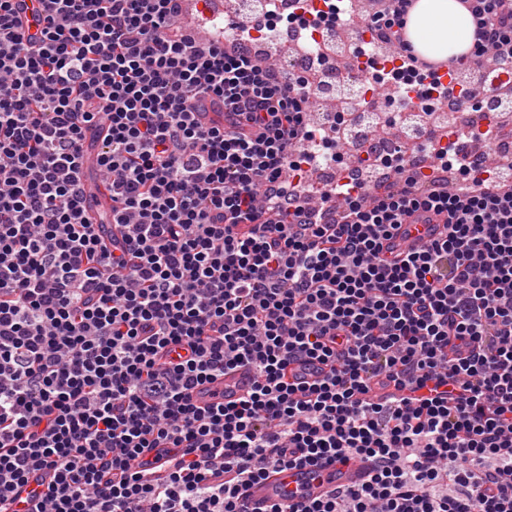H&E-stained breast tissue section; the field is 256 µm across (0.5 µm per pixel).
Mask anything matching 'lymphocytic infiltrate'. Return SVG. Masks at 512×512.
<instances>
[{
    "instance_id": "1",
    "label": "lymphocytic infiltrate",
    "mask_w": 512,
    "mask_h": 512,
    "mask_svg": "<svg viewBox=\"0 0 512 512\" xmlns=\"http://www.w3.org/2000/svg\"><path fill=\"white\" fill-rule=\"evenodd\" d=\"M0 0V512H241L268 469L373 459L357 489L269 512H512V182L455 143L371 196L309 201L326 151L314 60L262 63L181 25L177 0ZM471 70L512 61V0H462ZM376 0L397 67L378 89L448 94ZM224 104L202 122L201 103ZM112 192L86 215L83 158ZM445 231L388 259L415 218ZM322 367L291 380L292 364ZM250 366L237 402L196 388ZM394 385L368 395L371 379ZM168 462L155 474L146 453ZM52 477L27 490L31 474Z\"/></svg>"
}]
</instances>
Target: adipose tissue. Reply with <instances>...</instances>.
I'll return each mask as SVG.
<instances>
[{
    "instance_id": "obj_1",
    "label": "adipose tissue",
    "mask_w": 512,
    "mask_h": 512,
    "mask_svg": "<svg viewBox=\"0 0 512 512\" xmlns=\"http://www.w3.org/2000/svg\"><path fill=\"white\" fill-rule=\"evenodd\" d=\"M407 31L415 50L433 59L467 53L473 40L470 15L459 0H417Z\"/></svg>"
}]
</instances>
